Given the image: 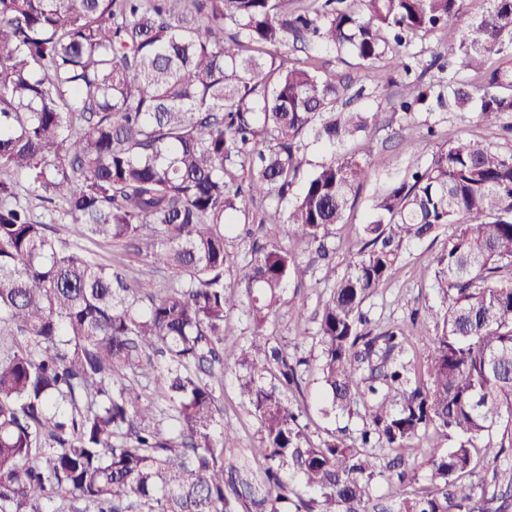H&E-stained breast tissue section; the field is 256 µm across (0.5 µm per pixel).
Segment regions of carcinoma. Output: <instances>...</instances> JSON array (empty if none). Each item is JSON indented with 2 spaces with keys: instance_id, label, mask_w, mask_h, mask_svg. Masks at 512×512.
<instances>
[{
  "instance_id": "carcinoma-1",
  "label": "carcinoma",
  "mask_w": 512,
  "mask_h": 512,
  "mask_svg": "<svg viewBox=\"0 0 512 512\" xmlns=\"http://www.w3.org/2000/svg\"><path fill=\"white\" fill-rule=\"evenodd\" d=\"M294 2L0 0V512H370L376 459L430 428L457 444L431 456L430 487L397 512H507L512 476L489 489L473 451L496 461L512 448V279L500 278L512 268V154L445 144L374 199L316 330L331 410L363 405L355 439L313 441L285 398L305 361L268 325L288 280L308 272L295 248H315L323 279L336 277L330 229L374 165L333 153L295 195L305 136L334 148L379 117L338 108L356 80L288 47L387 61L404 74L408 117L428 101L495 126L512 113V66L486 63L512 51V0ZM466 9L455 73L410 78L413 40ZM257 197L289 202L288 245L252 246L230 287L224 232ZM55 224L124 242L169 280H132ZM447 225L433 277L446 308H425L435 333L419 381L395 359L405 326L373 333L363 304L411 242ZM242 306L249 337L228 344L224 321ZM226 362L245 371L262 435L254 485L236 484L224 456ZM287 473L313 496L289 498Z\"/></svg>"
}]
</instances>
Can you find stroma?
Segmentation results:
<instances>
[{
  "label": "stroma",
  "instance_id": "stroma-1",
  "mask_svg": "<svg viewBox=\"0 0 512 512\" xmlns=\"http://www.w3.org/2000/svg\"><path fill=\"white\" fill-rule=\"evenodd\" d=\"M470 23L469 14L463 13L449 20L445 30L417 38L411 50L420 60L415 73L424 83L430 84L445 79L447 71L434 64L435 54L459 41ZM327 68L337 78L359 79L364 87L363 95L354 106L361 112H377L381 123L370 131L368 137L340 147L343 155L362 160L367 149H374L380 160L368 179L357 193V198L347 221L333 226L330 242L335 248L337 271H344L348 262L358 250L357 230L370 215L373 198L393 182L401 180L414 166L430 160L442 144L455 143L468 138H479L504 152H512V116L506 126H487L479 123L470 112L434 111L418 109L414 123H407L398 107L399 73L386 63L367 64L350 53H323ZM452 233L451 227L442 228L437 237L413 242L402 255L388 284L368 298L363 306L375 331H382L391 325L408 326L410 340L406 347V358L410 360L416 375H423L430 354L429 332L433 324L411 325L410 316L414 310L431 306L441 308L440 295L432 287L434 260L447 246ZM91 252L103 262L126 266L133 274L144 279L164 282L166 273L146 264L132 249L120 244L112 246L89 245ZM300 259L309 265L310 271L304 280H289L283 291L270 326L277 343L293 357L315 359L319 347L315 340L317 324L315 317L333 287L332 282L323 280L320 264L313 249L301 252ZM304 304L306 319L295 324L296 304ZM302 390L290 395L292 403L301 405L307 414L309 431L314 439L328 434L345 432L347 437H356L362 426L360 415L331 412L323 397V387L317 373L302 375ZM216 396L224 410V417L234 423L236 435L225 445L227 456L233 457L239 466L241 479H253L258 470L259 450L262 446L259 422L244 394L240 371L228 366L224 369V384L217 388ZM455 437L443 431L429 430L420 434L411 447L405 451L414 468L415 478L408 486V494L424 493L429 486L427 460L430 454L443 453L455 446Z\"/></svg>",
  "mask_w": 512,
  "mask_h": 512
}]
</instances>
